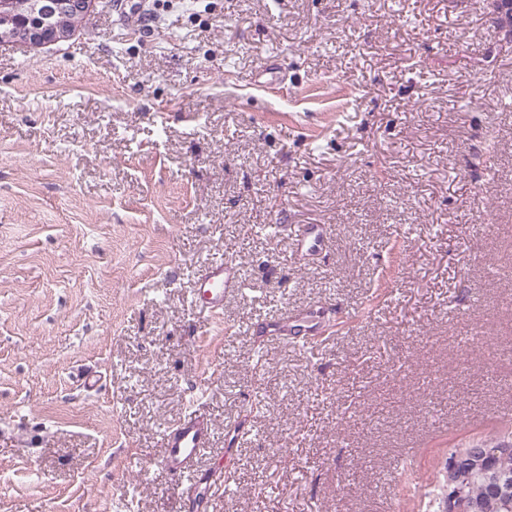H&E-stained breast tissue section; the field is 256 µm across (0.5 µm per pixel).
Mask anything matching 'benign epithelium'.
Returning <instances> with one entry per match:
<instances>
[{
	"label": "benign epithelium",
	"instance_id": "7a95c632",
	"mask_svg": "<svg viewBox=\"0 0 512 512\" xmlns=\"http://www.w3.org/2000/svg\"><path fill=\"white\" fill-rule=\"evenodd\" d=\"M26 7L27 13L40 18V25L29 28L25 25L3 22L0 28V39L23 44H36L47 37L54 41L69 38L70 31L76 21L87 11L94 8L93 0H24L20 3ZM15 0H0V15L6 17L14 13L20 5ZM487 14L493 26L502 36V42L512 45V19L503 14L501 0H486ZM500 454V449L487 444L483 448H472L468 454L456 453L448 457V473L453 475L458 470V463L463 457L469 459V478H487L492 482L499 477L490 476L484 469V460ZM480 505L467 497L466 488L454 480L448 481V492L439 507V512H478Z\"/></svg>",
	"mask_w": 512,
	"mask_h": 512
}]
</instances>
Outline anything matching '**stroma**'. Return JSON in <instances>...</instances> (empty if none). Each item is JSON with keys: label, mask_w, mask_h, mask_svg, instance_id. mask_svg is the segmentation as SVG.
I'll list each match as a JSON object with an SVG mask.
<instances>
[{"label": "stroma", "mask_w": 512, "mask_h": 512, "mask_svg": "<svg viewBox=\"0 0 512 512\" xmlns=\"http://www.w3.org/2000/svg\"><path fill=\"white\" fill-rule=\"evenodd\" d=\"M132 2L0 43V512H428L512 432V47L484 0ZM294 240L296 242V249L294 251L295 257L299 261H306L310 252H313V247L310 242H321L323 240V230L318 225L304 226L302 228L295 229ZM239 287L240 281L232 262L211 266L203 276L199 289L200 305L195 304L199 307V313L222 314L224 294ZM210 431L206 417L198 415L197 410L190 412L164 436L159 457L162 467L183 480H193L196 474L192 464L209 447Z\"/></svg>", "instance_id": "stroma-1"}]
</instances>
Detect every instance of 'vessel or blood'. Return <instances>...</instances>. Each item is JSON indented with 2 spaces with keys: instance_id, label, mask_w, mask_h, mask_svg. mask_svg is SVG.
Returning a JSON list of instances; mask_svg holds the SVG:
<instances>
[{
  "instance_id": "1",
  "label": "vessel or blood",
  "mask_w": 512,
  "mask_h": 512,
  "mask_svg": "<svg viewBox=\"0 0 512 512\" xmlns=\"http://www.w3.org/2000/svg\"><path fill=\"white\" fill-rule=\"evenodd\" d=\"M296 249L294 255L298 260H306L312 242L323 239L320 226L310 225L295 229ZM240 281L233 263L227 262L212 266L205 273L200 286V313L219 314L224 310L226 292L239 289ZM211 426L209 420L197 412H190L176 427L170 429L162 440L160 463L170 474L190 481L195 477L193 463L210 442Z\"/></svg>"
}]
</instances>
